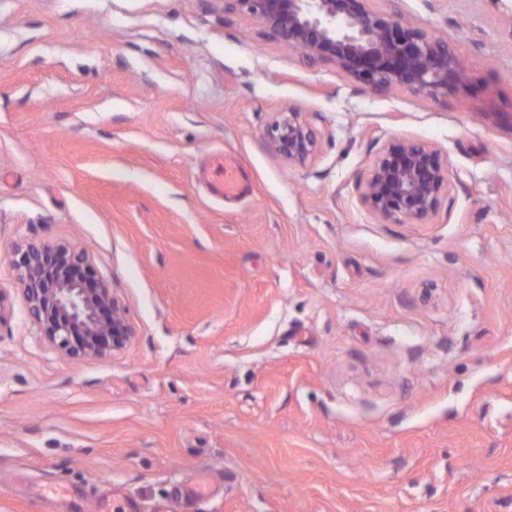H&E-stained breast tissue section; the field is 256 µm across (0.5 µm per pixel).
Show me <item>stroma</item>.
Masks as SVG:
<instances>
[{"instance_id": "1", "label": "stroma", "mask_w": 512, "mask_h": 512, "mask_svg": "<svg viewBox=\"0 0 512 512\" xmlns=\"http://www.w3.org/2000/svg\"><path fill=\"white\" fill-rule=\"evenodd\" d=\"M447 39L466 87L355 88L224 0H0V512H512V0H371ZM293 107L306 165L264 140ZM448 204L381 224L384 143ZM247 191L211 196L214 157ZM87 252L120 352L74 363L6 254ZM448 171L430 144L391 139L360 177L359 198L381 224H425L448 203Z\"/></svg>"}]
</instances>
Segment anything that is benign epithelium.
Segmentation results:
<instances>
[{
  "label": "benign epithelium",
  "mask_w": 512,
  "mask_h": 512,
  "mask_svg": "<svg viewBox=\"0 0 512 512\" xmlns=\"http://www.w3.org/2000/svg\"><path fill=\"white\" fill-rule=\"evenodd\" d=\"M370 0H224V10L256 21L271 40L312 63L331 64L358 88H406L434 101L466 73L448 42ZM268 149L304 165L318 152L316 131L294 109L275 113ZM359 198L382 224H425L448 201V161L428 143L391 139L358 181ZM10 262L41 336L74 361L123 350L134 336L125 308L88 254L69 243L17 244Z\"/></svg>",
  "instance_id": "7a95c632"
}]
</instances>
